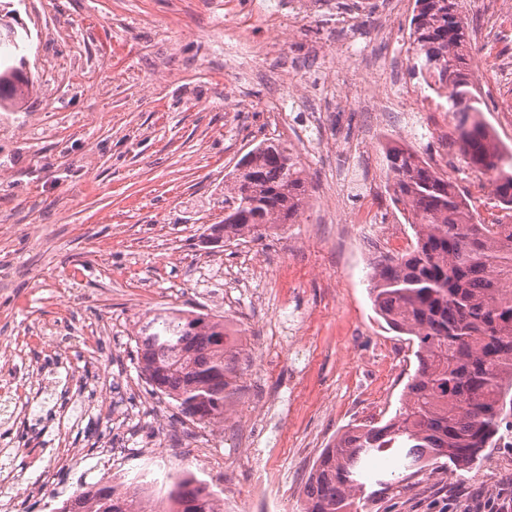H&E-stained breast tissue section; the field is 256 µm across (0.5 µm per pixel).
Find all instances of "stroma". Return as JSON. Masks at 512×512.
I'll list each match as a JSON object with an SVG mask.
<instances>
[{
  "instance_id": "stroma-1",
  "label": "stroma",
  "mask_w": 512,
  "mask_h": 512,
  "mask_svg": "<svg viewBox=\"0 0 512 512\" xmlns=\"http://www.w3.org/2000/svg\"><path fill=\"white\" fill-rule=\"evenodd\" d=\"M482 0H461L472 44L482 118L512 146V9L487 22ZM253 12V0H0V16L27 31L25 55L35 89L22 109L0 112V369L15 358L13 340L32 339L37 378L25 405L0 420V449L15 456L0 473V512H56L81 487L148 474L157 498L170 474L199 472L216 495L240 491L227 512H252L261 469L286 482L275 512H300L316 459L338 433L387 421L417 365L406 336L388 329L369 296L379 238L342 231L365 197L387 211L406 244L415 241L405 205L386 189L383 148L399 144L443 170L452 120L438 98L409 75L414 0H309L279 32V49L253 22L232 28L227 7ZM278 72L288 94L316 104L293 108L316 148L291 141L269 108L262 74ZM265 140L294 145L306 169L309 200L296 223L256 239L205 242L224 218V175ZM71 314L56 299L66 274ZM287 298L309 355L303 398L289 416L261 410L252 427L263 460L240 445L234 408L222 426L192 428L175 402L155 393L137 368L138 320L150 309L227 314L234 302L254 342ZM51 327L60 334L43 345ZM97 331V358L82 336ZM112 385L100 394L103 369ZM254 396L294 380L288 344L240 355ZM75 456L53 484L44 471L61 447ZM381 463L366 512H512V428L468 471L424 470L392 483Z\"/></svg>"
}]
</instances>
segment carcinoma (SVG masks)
<instances>
[{
    "instance_id": "cac0c4a2",
    "label": "carcinoma",
    "mask_w": 512,
    "mask_h": 512,
    "mask_svg": "<svg viewBox=\"0 0 512 512\" xmlns=\"http://www.w3.org/2000/svg\"><path fill=\"white\" fill-rule=\"evenodd\" d=\"M460 0H415L409 73L445 99L452 117L449 146L466 165L490 171L497 206L512 212V148L500 145L479 119L480 91L471 78L470 36ZM19 61L0 66V110L25 99L33 81ZM386 187L409 207L415 244L373 264L369 293L384 322L416 346L417 367L395 416L383 425L356 424L317 458L301 512H360L368 501L370 463L390 454L396 468L419 472L446 463L475 466L512 414V224H486L447 173L416 151L384 149ZM300 155L261 143L224 174V221L206 240L231 243L294 224L307 204ZM224 317L161 309L137 332V365L184 417L224 416V391L238 351L224 345ZM58 512H147L142 491H119L102 478L63 501ZM156 512H216L215 498L192 476L177 478Z\"/></svg>"
}]
</instances>
